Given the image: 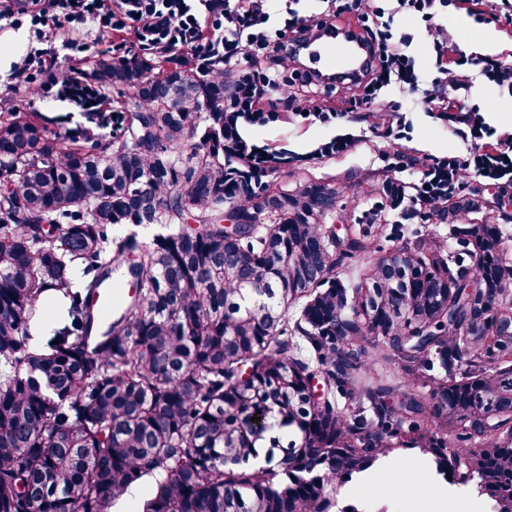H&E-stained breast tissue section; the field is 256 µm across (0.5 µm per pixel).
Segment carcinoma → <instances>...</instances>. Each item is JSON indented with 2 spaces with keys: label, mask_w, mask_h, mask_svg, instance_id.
<instances>
[{
  "label": "carcinoma",
  "mask_w": 512,
  "mask_h": 512,
  "mask_svg": "<svg viewBox=\"0 0 512 512\" xmlns=\"http://www.w3.org/2000/svg\"><path fill=\"white\" fill-rule=\"evenodd\" d=\"M173 2L116 0L86 64L16 75L18 101L118 104L111 138L0 108V512H112L146 478L137 512H362L336 487L416 449L512 512V220L465 223L472 190L384 223L388 177L336 228V188L288 189L243 133L283 113L226 111L215 33L136 18ZM51 307L45 316L31 325L32 342L36 346L43 345L66 321L65 309L60 301H55Z\"/></svg>",
  "instance_id": "carcinoma-1"
}]
</instances>
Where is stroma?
Masks as SVG:
<instances>
[{
    "label": "stroma",
    "instance_id": "35a3bbf8",
    "mask_svg": "<svg viewBox=\"0 0 512 512\" xmlns=\"http://www.w3.org/2000/svg\"><path fill=\"white\" fill-rule=\"evenodd\" d=\"M387 11L395 15L394 27L408 33L412 38L410 54L415 59L416 69L424 77L436 69V53L431 37L423 23L407 12L401 11L397 0H385ZM485 14L480 21L481 29L491 30L495 35L493 46L487 55L512 64V25L499 22L504 13L512 14V0H485ZM36 7L22 10L16 0H0V34L25 22L29 28L27 51L21 52L12 64L11 71L0 74V103L11 104L10 89L15 82V73L22 69L31 51L43 55H55L64 59L68 52L63 47L61 34L43 36L36 26L30 25L31 17L37 16ZM320 101L329 108L340 110L339 118L328 123L303 118L289 113L287 119L252 130V138L261 145L273 144L288 151L292 165L313 172L320 179L336 186L337 204H356L358 210H367L371 202L365 191L372 183L392 176L406 183L418 178L415 160L426 157H465L474 148L476 141L469 128L442 120V102L450 100L454 105L479 110L484 121L496 133L512 132V93L486 80H473L461 89L433 90L430 83L421 82L415 91H405L398 84L385 87L376 103V111L348 110L341 94L323 93ZM28 111L45 117L47 126L53 131L86 129L99 136L111 135V116L90 120L84 114L68 111L56 100L54 91H37L24 100ZM400 115L409 125L405 138L395 141L387 137L384 119ZM349 140V148L330 158H318L314 149L331 139ZM398 154L402 164L391 168L387 157ZM430 469L427 458L415 450L396 452L394 462L385 479L377 484L370 497L375 504L388 505L390 512H469L470 506L484 505L473 489H466L462 500L451 501L440 496L434 500L418 497L413 491L416 480L425 478Z\"/></svg>",
    "mask_w": 512,
    "mask_h": 512
}]
</instances>
